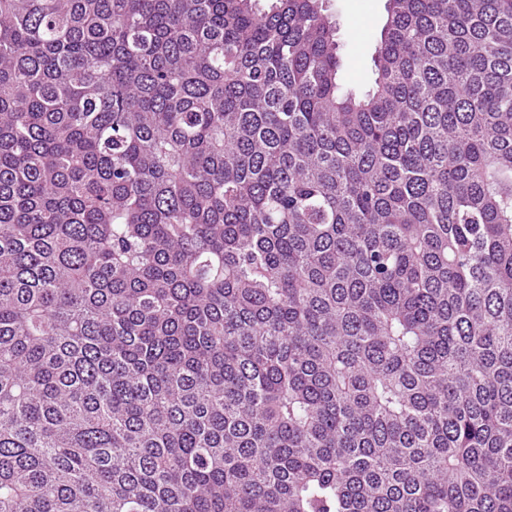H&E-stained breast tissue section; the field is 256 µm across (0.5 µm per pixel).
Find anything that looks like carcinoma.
<instances>
[{
  "instance_id": "obj_1",
  "label": "carcinoma",
  "mask_w": 512,
  "mask_h": 512,
  "mask_svg": "<svg viewBox=\"0 0 512 512\" xmlns=\"http://www.w3.org/2000/svg\"><path fill=\"white\" fill-rule=\"evenodd\" d=\"M0 0V512H512V0ZM326 13L336 22L343 45L342 74L357 93L372 88L374 51L387 18V0H324Z\"/></svg>"
}]
</instances>
